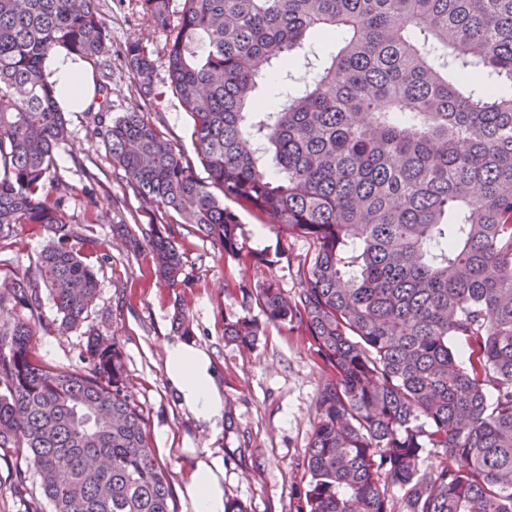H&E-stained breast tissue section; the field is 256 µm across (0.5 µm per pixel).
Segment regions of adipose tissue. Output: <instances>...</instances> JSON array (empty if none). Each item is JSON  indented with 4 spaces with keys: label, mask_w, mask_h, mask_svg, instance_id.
I'll use <instances>...</instances> for the list:
<instances>
[{
    "label": "adipose tissue",
    "mask_w": 512,
    "mask_h": 512,
    "mask_svg": "<svg viewBox=\"0 0 512 512\" xmlns=\"http://www.w3.org/2000/svg\"><path fill=\"white\" fill-rule=\"evenodd\" d=\"M45 74L66 93L84 102L90 100L85 63L78 57L64 52L51 55ZM166 351V374L182 404L212 431H221L224 397L216 385L208 354L189 340L169 344ZM183 494L192 512H224L223 457L209 453L197 456Z\"/></svg>",
    "instance_id": "ef3b65f1"
}]
</instances>
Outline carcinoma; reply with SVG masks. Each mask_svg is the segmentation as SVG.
<instances>
[{
    "label": "carcinoma",
    "mask_w": 512,
    "mask_h": 512,
    "mask_svg": "<svg viewBox=\"0 0 512 512\" xmlns=\"http://www.w3.org/2000/svg\"><path fill=\"white\" fill-rule=\"evenodd\" d=\"M140 2L168 22L169 0ZM105 45L99 0H0V236L51 234L37 277L0 288L13 321L0 327V459L51 512H175L121 347L90 329L78 369L31 358L43 299L76 329L99 288L69 186L46 189L68 129L44 63ZM167 52L207 177L127 112L102 134L142 209L269 270L287 238L313 246L294 294L273 275L241 284L262 318H224V339L247 349L264 322L301 329L330 376L293 512H397L391 487L403 512H512V0H183ZM125 59L150 95L139 40ZM260 64L294 91L263 103ZM226 199L262 216L275 247L252 249ZM173 234L144 235L172 288ZM428 448L438 463L424 470Z\"/></svg>",
    "instance_id": "carcinoma-1"
}]
</instances>
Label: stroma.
<instances>
[{
  "label": "stroma",
  "mask_w": 512,
  "mask_h": 512,
  "mask_svg": "<svg viewBox=\"0 0 512 512\" xmlns=\"http://www.w3.org/2000/svg\"><path fill=\"white\" fill-rule=\"evenodd\" d=\"M109 32L106 58L112 66L109 119L137 110L148 113L166 137L187 157H195L193 120L168 78V27L141 11L140 0H101ZM137 39L155 67L154 91L143 96L125 60V47ZM98 111L66 112L68 135L54 152L56 177L71 195L66 209L72 224L88 230L84 252L94 257L99 293L86 324L118 342L124 352L129 390L142 407L146 430L158 461L167 467L175 512H191L182 489L194 454L212 452L224 459V490L248 512H291L293 492L303 475L302 459L317 422L316 399L326 374L302 332L268 324L256 348L226 342L224 319L241 314L240 283L262 281L265 268L224 258L191 225H176L188 287L171 288L159 280L148 246L131 251L114 225L141 234L149 223L168 217L144 214L108 145L96 132ZM46 231L16 225L0 237V282L33 274ZM189 321L190 338L207 352L224 396L228 419L219 434L196 421L182 405L165 371L166 344L180 340L177 314ZM86 342L81 330H45L35 326L31 352L50 368L80 363Z\"/></svg>",
  "instance_id": "stroma-1"
}]
</instances>
